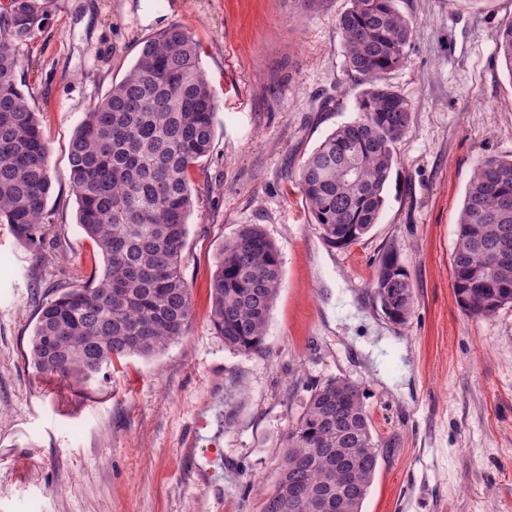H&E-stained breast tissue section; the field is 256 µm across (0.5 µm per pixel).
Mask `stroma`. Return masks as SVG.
<instances>
[{
	"label": "stroma",
	"mask_w": 512,
	"mask_h": 512,
	"mask_svg": "<svg viewBox=\"0 0 512 512\" xmlns=\"http://www.w3.org/2000/svg\"><path fill=\"white\" fill-rule=\"evenodd\" d=\"M43 25L16 46V82L39 112L54 219L46 261L0 224V512H261L289 428L312 388L362 385L380 445L363 512H512V306L457 304L450 258L476 164L512 157V77L496 53L512 0H396L413 22L404 67L386 81L412 103L380 219L330 248L298 187L308 154L356 119L362 90L336 29L350 0H38ZM201 45L217 102L211 152L191 178L182 269L185 336L85 383L37 374L26 352L57 282L104 267L78 223L69 147L87 112L171 24ZM258 224L282 283L265 348L225 347L209 281L225 241ZM396 252L413 284L403 324L371 282ZM209 424L190 446L196 412Z\"/></svg>",
	"instance_id": "stroma-1"
}]
</instances>
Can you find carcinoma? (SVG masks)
<instances>
[{
    "label": "carcinoma",
    "mask_w": 512,
    "mask_h": 512,
    "mask_svg": "<svg viewBox=\"0 0 512 512\" xmlns=\"http://www.w3.org/2000/svg\"><path fill=\"white\" fill-rule=\"evenodd\" d=\"M0 25V224L38 255L53 232L47 209L49 148L39 113L17 86L14 43L42 26L37 0H16ZM346 71L364 86L359 117L334 129L304 160L298 186L323 240L346 248L378 223L396 143L410 102L384 81L407 60L413 22L395 0H350L336 20ZM512 79V21L496 35ZM214 91L197 41L174 23L86 113L70 146L69 184L78 223L104 259L102 275L55 285L37 309L28 361L40 375L88 382L116 359L152 356L184 336L192 314L181 259L194 208L192 170L213 143ZM451 273L458 305L490 316L512 304V158L487 157L473 171L460 211ZM281 285L279 248L258 224L224 243L210 278V323L224 345L264 349ZM371 288L385 315L403 324L413 286L393 252ZM361 385L331 379L312 389L289 429L276 490L262 512H362L379 461Z\"/></svg>",
    "instance_id": "cac0c4a2"
}]
</instances>
